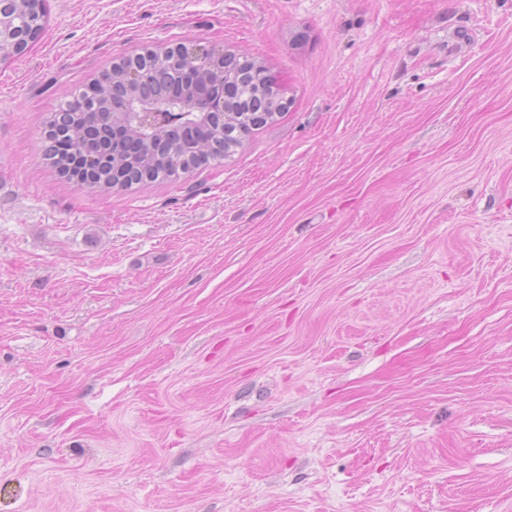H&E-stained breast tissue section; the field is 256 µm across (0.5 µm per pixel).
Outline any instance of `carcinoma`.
<instances>
[{"label": "carcinoma", "instance_id": "obj_1", "mask_svg": "<svg viewBox=\"0 0 512 512\" xmlns=\"http://www.w3.org/2000/svg\"><path fill=\"white\" fill-rule=\"evenodd\" d=\"M33 2L20 4L18 0H0V12L11 18L14 41L5 56L19 54L32 41L30 33L37 20ZM151 73V81L164 76L170 92L169 101H175L184 86L196 82L198 71L193 66L187 52H182L176 61L157 62L148 54H138L129 58ZM225 85L229 88L227 97L229 114L226 131L213 142L191 152L181 151L182 144L198 142V125L189 124L178 132L160 127L154 132V139L161 148L160 160L148 165H139V157L127 147V141L138 137L134 129L123 137H113L112 128L103 129V136L92 138L88 130L93 124L94 115L86 111L87 104L81 101L82 94L74 95L75 102L64 104L61 110L65 115L53 118L50 125L57 126L54 132V144L57 154H48L59 174H64V166L69 164V148L78 146L86 156L92 158L85 169L90 177L87 185L93 188L110 189L112 182L118 181L129 187L132 182L170 179L192 169L207 164L215 157H226L240 146L238 134L250 133L274 120L270 102L282 100L279 89L268 79H262L255 73L252 63H239L227 70Z\"/></svg>", "mask_w": 512, "mask_h": 512}]
</instances>
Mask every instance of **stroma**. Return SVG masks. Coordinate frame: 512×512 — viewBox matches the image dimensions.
I'll list each match as a JSON object with an SVG mask.
<instances>
[{
    "label": "stroma",
    "mask_w": 512,
    "mask_h": 512,
    "mask_svg": "<svg viewBox=\"0 0 512 512\" xmlns=\"http://www.w3.org/2000/svg\"><path fill=\"white\" fill-rule=\"evenodd\" d=\"M0 61V512H512V0H47ZM261 64L231 156L43 132L159 44Z\"/></svg>",
    "instance_id": "obj_1"
}]
</instances>
